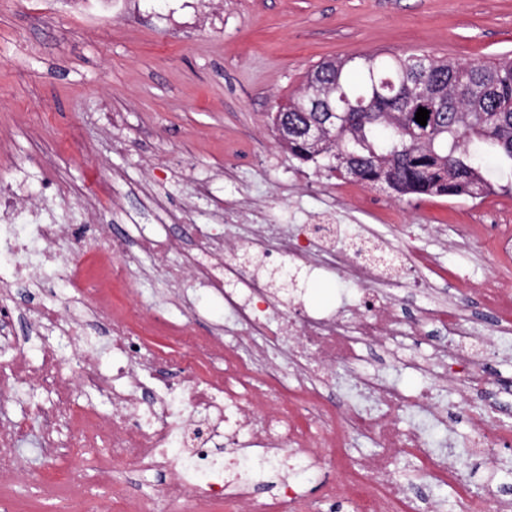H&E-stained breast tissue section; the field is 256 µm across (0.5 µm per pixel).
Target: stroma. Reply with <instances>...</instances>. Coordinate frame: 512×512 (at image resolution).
Masks as SVG:
<instances>
[{"mask_svg": "<svg viewBox=\"0 0 512 512\" xmlns=\"http://www.w3.org/2000/svg\"><path fill=\"white\" fill-rule=\"evenodd\" d=\"M365 51H425L456 61H492L512 53V0H0V181L20 180L25 193L52 192L65 221L80 213L77 190L92 175L115 179L104 220L111 235L133 245L132 279L112 291L113 303L135 301L163 309L171 322L196 333H223L230 322L223 297L194 282L173 292L150 272L151 257L135 244L143 225L176 236L179 264L194 252L191 224H229V208L258 209V220L231 224L235 240L248 241L256 224H275L300 244L323 249L315 224L335 209L333 246L363 240L394 254H434L437 270L423 287L401 288L406 315L430 301L453 302L463 286L486 276L512 281V259L497 254L493 239L512 211V173H493L500 189L479 201L398 199L299 163L276 142L271 115L279 101L300 92L319 63ZM458 225V239L437 225ZM470 276L469 284L456 273ZM292 296L274 293L293 315L327 316L360 306L363 291L335 269L298 267ZM486 395L506 412L491 423H512V342L487 351ZM439 408L458 415L454 429L421 424L435 448H456L467 438V406L437 389ZM29 482L15 497L0 498V512H56L57 502L32 483L41 475L61 487L68 470L82 472L90 502L122 501L164 487L167 476L121 466L110 484L97 460L72 461L66 449L45 455L38 434L14 450ZM498 463L464 456L473 486H494L512 498V442L497 450Z\"/></svg>", "mask_w": 512, "mask_h": 512, "instance_id": "stroma-1", "label": "stroma"}]
</instances>
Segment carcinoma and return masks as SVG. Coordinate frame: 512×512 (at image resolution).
I'll use <instances>...</instances> for the list:
<instances>
[{"mask_svg":"<svg viewBox=\"0 0 512 512\" xmlns=\"http://www.w3.org/2000/svg\"><path fill=\"white\" fill-rule=\"evenodd\" d=\"M295 106L278 110L272 125L279 144L302 163L389 191L399 197L454 199L486 196L488 173L512 170V58L458 63L430 53L362 52L323 61ZM319 107L336 111L312 142L305 129ZM429 111L427 124L415 120Z\"/></svg>","mask_w":512,"mask_h":512,"instance_id":"1","label":"carcinoma"}]
</instances>
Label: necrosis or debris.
I'll use <instances>...</instances> for the list:
<instances>
[{"mask_svg":"<svg viewBox=\"0 0 512 512\" xmlns=\"http://www.w3.org/2000/svg\"><path fill=\"white\" fill-rule=\"evenodd\" d=\"M200 247L179 268L165 264L175 242L152 234L141 236L140 248L157 256L155 265L174 287L185 280L224 293V308L240 333L252 342L248 356L224 350L217 337L195 335L187 326H170L160 314L143 316L132 309L114 312L112 288L129 280L128 246L125 239L105 236L102 246L87 253L80 239L69 232L49 210L46 201L21 202L14 185L0 183V254L30 257L31 262L12 273H0V296L32 280L53 279L73 292V299L43 294L32 300L27 314L35 336L54 332L79 336L82 320L72 312L74 298L92 299L100 320L109 322L108 340L117 358L111 372H104L98 358L88 353H62L45 349L39 364L17 354L11 365L0 370V401L34 385L49 388L52 404L37 410L32 421L0 423V476L10 477L18 469L12 448L18 447L31 426L41 430L40 446L50 453L58 448L54 437L60 422L75 430L68 442L72 454L84 457L111 443L114 459L134 461L146 471L169 474L170 482L160 495L141 500L137 512H208L223 505L225 512H312L304 494L292 480L282 481L270 498H259L252 481H228L220 468L222 455H237L246 461L272 463L292 456L316 464V448L329 446L338 454L357 439L378 446L369 456L346 462L342 476L329 490V498L349 501L354 512H409L410 498L394 484V464L399 457L417 460L421 482H442L458 490L459 512H512V500L494 489L472 496L467 474L445 456L426 451V442L414 428H402L399 417L405 410L441 418L431 390L413 395L365 364L359 344L373 342L390 349L392 362L413 363L406 347L418 346L425 325L435 323L443 337L430 343L425 362L417 364L431 374V364L452 357L464 371L452 386L460 401L478 404L485 391L484 358L478 345H489L512 334V322L498 323L495 330L478 329L465 320L460 310L471 299H479L486 311L497 312L507 303V290L496 277L484 279L476 292L461 294L459 303L420 307L413 319H405L396 299L367 300L348 315L305 317L289 315L271 319L258 313L254 300L266 299L269 290L259 276L249 278L246 291L228 287L224 279V257L234 246L223 234L199 230ZM330 264L362 287L386 281L385 271L371 259L343 249H328ZM172 330L188 350V360L176 379L152 377L144 381L142 370L151 360L143 355V337ZM288 344L303 376L330 384L336 366H345L354 389L372 400L371 406L357 404L338 408L318 389L287 388L281 372L265 363L269 350ZM91 390L108 400L111 411L78 404L75 389ZM191 435L185 457H175L169 445L176 435ZM512 438V427L494 426L485 416L468 420L467 446L471 451L493 457L495 448Z\"/></svg>","mask_w":512,"mask_h":512,"instance_id":"obj_1","label":"necrosis or debris"}]
</instances>
